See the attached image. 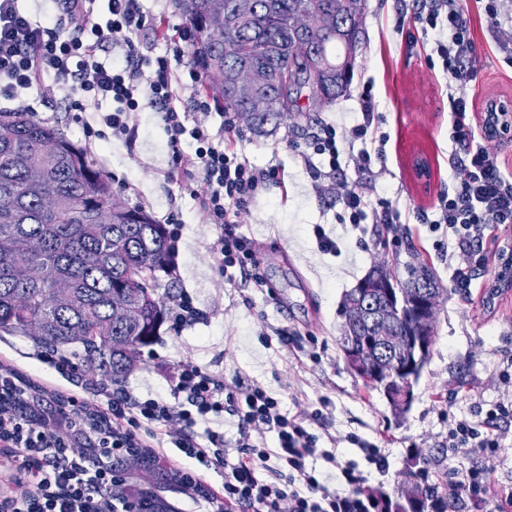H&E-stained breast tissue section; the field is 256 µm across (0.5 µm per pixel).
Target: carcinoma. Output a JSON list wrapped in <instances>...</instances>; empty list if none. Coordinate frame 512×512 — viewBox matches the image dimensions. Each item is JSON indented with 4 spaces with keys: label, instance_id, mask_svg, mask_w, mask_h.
<instances>
[{
    "label": "carcinoma",
    "instance_id": "obj_1",
    "mask_svg": "<svg viewBox=\"0 0 512 512\" xmlns=\"http://www.w3.org/2000/svg\"><path fill=\"white\" fill-rule=\"evenodd\" d=\"M233 2L174 0L193 33L191 55L215 79L212 90L225 111L263 133L288 113L318 112L346 91L354 68L346 52L361 42L365 0H254L253 15L238 21ZM299 13L325 15L331 27L306 34L294 26ZM226 16L232 18L227 25ZM297 39L311 52H294ZM241 66L269 75L277 111L247 116L244 99L224 95V71ZM36 166L44 175L32 183L28 171ZM44 196L56 197L58 207L42 208ZM113 197L111 182L58 129L29 112H0V333L28 336L45 351H69L87 370L119 385L164 321L156 273L168 264L169 245L164 225L141 209L110 202ZM35 238L42 241L38 252L30 248ZM18 265L28 269L24 281L14 278ZM406 273L402 280L377 265L341 302L342 346L363 357L376 374L366 386L382 393L394 388L388 363L406 366L416 358V300L439 296L430 265L409 264ZM51 411L58 421L68 420L66 401L39 386L0 393V413L32 426ZM110 435L112 421L88 407L72 440L84 453L112 458L113 510L133 503L138 512H176L162 492L183 485L182 473L148 448L113 455L93 447ZM386 508L446 512L448 493L433 487L423 467Z\"/></svg>",
    "mask_w": 512,
    "mask_h": 512
}]
</instances>
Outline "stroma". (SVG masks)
<instances>
[{
  "label": "stroma",
  "mask_w": 512,
  "mask_h": 512,
  "mask_svg": "<svg viewBox=\"0 0 512 512\" xmlns=\"http://www.w3.org/2000/svg\"><path fill=\"white\" fill-rule=\"evenodd\" d=\"M365 38L356 51L353 81L347 92L318 112L285 118L265 135L237 123L224 141L260 169L278 167L282 183L261 196L242 219L240 230L259 239V272L268 288L219 277L209 253L215 235L196 203L181 196L177 184L165 178V140L153 112L138 113L134 151L87 137L80 116L68 101L39 106L34 117L55 126L82 148L88 161L112 183L117 199L143 208L163 222L177 206L184 224L178 243L175 274H159L158 294L189 292L201 319L182 332L162 324L153 343L142 349L137 366L122 387L143 396L167 390L170 371L182 360L259 382L294 412L319 408L329 401L332 427L382 448L388 473L365 467L367 489L395 497L400 486L420 467L447 487L451 471L467 469L470 456L449 454L448 417L479 419L499 398L498 374L512 359V293L488 308L479 293L465 296L453 288L451 272L432 247L433 236L414 214L432 209L451 177L447 78L430 68L421 43L402 42L394 26L399 13L414 15L415 0H366ZM479 84L477 101L490 94L512 95V67L498 52L487 28H476ZM373 85L381 131L389 134L384 167L363 176L344 169L348 181L366 187L370 198L392 201L401 213L397 224L366 227L363 242L349 240L341 255L320 253L313 236L317 224L336 221L334 198L318 196L302 157L309 134L324 122L352 124L360 109L364 82ZM427 159L431 177L419 181L413 171L416 156ZM429 263L443 288L436 313L429 359L415 387V398L403 416H395L377 391L347 366L341 350L343 318L340 302L373 265H383L396 277L414 261ZM288 327L304 349L282 346L277 336L262 335L263 325ZM33 341L0 335V366L51 392L75 397L97 408L112 398L110 382L80 371L60 375L38 360ZM179 470L195 471L203 492L187 488L169 491L177 512H220L223 477L176 449L163 452Z\"/></svg>",
  "instance_id": "35a3bbf8"
}]
</instances>
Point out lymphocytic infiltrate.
I'll list each match as a JSON object with an SVG mask.
<instances>
[{
	"instance_id": "f902f5d3",
	"label": "lymphocytic infiltrate",
	"mask_w": 512,
	"mask_h": 512,
	"mask_svg": "<svg viewBox=\"0 0 512 512\" xmlns=\"http://www.w3.org/2000/svg\"><path fill=\"white\" fill-rule=\"evenodd\" d=\"M504 61L512 67V12L507 0H475ZM463 0H418L415 21L448 77L453 172L448 190L418 223L441 238L433 247L447 258L451 282L471 295L480 278L494 279L512 244L499 241V228L512 225V171L485 150L475 108L478 71L476 43ZM39 15L20 8L18 0H0V100L15 110L31 111L29 93L52 77L53 94L72 111L87 112L88 136L115 139L134 148L136 114L154 112L165 135L166 174L170 181H201L204 194L195 201L216 235L209 245L221 277H242L254 287L265 282L256 271V245L238 224L257 197L280 182L277 168L260 170L226 145L224 135L236 127L234 113L199 88L205 73L186 60L191 33L179 29L172 54H155L159 30L143 0H44ZM189 91V104L178 107V91ZM360 115L351 126L323 123L310 137L319 166L313 167L317 194L333 196L339 224L364 232L369 224H397L400 212L388 199H370L356 183L340 178L343 165L356 174L385 164L387 133L379 129L371 83L360 94ZM220 115V128L211 118ZM360 143L344 155L343 143ZM500 395L482 423L449 417L448 447L464 450L475 462L448 483L452 497H467L487 512H512V485L493 487L487 467L503 435L496 420L512 416V373L500 371ZM114 431L128 448L169 443L186 456L224 475V512H377L380 502L367 492V477L336 449L344 437L320 436L313 430L321 410L289 412L279 398L256 381L226 378L191 360L179 361L169 393L139 397L121 391L108 405ZM236 419V435L224 436V418ZM12 443L36 448L42 463L32 474L35 491L12 497L8 512H112L111 470L94 467L74 454L56 426L31 430L21 421L6 427ZM322 457L324 469L309 461Z\"/></svg>"
}]
</instances>
